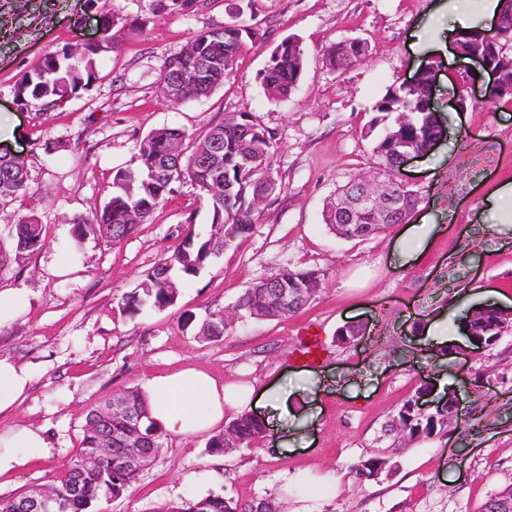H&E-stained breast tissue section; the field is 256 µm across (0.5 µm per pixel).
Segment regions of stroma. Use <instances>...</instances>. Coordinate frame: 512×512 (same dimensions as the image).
I'll return each mask as SVG.
<instances>
[{
  "label": "stroma",
  "instance_id": "35a3bbf8",
  "mask_svg": "<svg viewBox=\"0 0 512 512\" xmlns=\"http://www.w3.org/2000/svg\"><path fill=\"white\" fill-rule=\"evenodd\" d=\"M84 2L0 0V113L15 119L0 150L24 159L29 174L26 190L0 213V240L28 214L40 217L45 237L41 250L0 267V289L27 297L24 313L0 328V358L34 374L25 399L0 417V432L40 428L50 444L48 457L0 483V497L53 483L79 448L93 407L144 389L154 374L195 367L259 394H286L281 416L256 409L269 419L268 440L221 454L209 452L205 435L166 436L140 479L102 512H150L208 493L270 498L279 512H482L512 484V329L493 347L466 343L455 352L427 328L489 299L512 311V235L487 200L512 181V107L487 101L484 76L466 111L449 108L461 62L421 38L441 0H253L264 41L246 45L223 87L180 106L162 101L157 73L192 33L228 22L233 0H192L161 14L152 0H99L119 23L114 46L96 59L97 80L56 109H18L13 88L25 72L47 54L98 40L97 16ZM288 36L299 40L305 70L288 101L278 102L258 74ZM355 37L366 39L367 59L342 74L327 66V47ZM428 63L437 68L434 104L449 119L448 136L400 173L421 198L415 223L435 227L425 257L410 263L400 247L403 225L344 239L328 230L322 211L355 176L388 179L364 130L387 90ZM242 111L274 138L280 192L246 241L179 280L176 306L123 313L120 298L172 256L187 219L195 232H208L198 189L176 185L116 246L90 238L74 251L70 219L110 198L115 170L150 130L176 126L198 138ZM53 142L62 150H50ZM61 260L69 273L55 272ZM287 264L324 273L304 310L199 339L209 313L230 308ZM347 324L365 334L342 345L336 331ZM309 330L322 341L314 365L296 358ZM424 380L456 389L473 421L400 444L384 427ZM374 455L391 458L394 474L357 480L353 467Z\"/></svg>",
  "mask_w": 512,
  "mask_h": 512
}]
</instances>
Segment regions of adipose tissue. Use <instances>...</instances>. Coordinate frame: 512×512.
Segmentation results:
<instances>
[{"label": "adipose tissue", "mask_w": 512, "mask_h": 512, "mask_svg": "<svg viewBox=\"0 0 512 512\" xmlns=\"http://www.w3.org/2000/svg\"><path fill=\"white\" fill-rule=\"evenodd\" d=\"M31 382L28 368L0 358V414L22 401ZM146 392L153 419L183 438L210 433L227 414L245 415L254 406L253 390L229 394L223 383L195 368L153 376ZM49 452V443L38 430L17 426L0 433V477Z\"/></svg>", "instance_id": "1"}]
</instances>
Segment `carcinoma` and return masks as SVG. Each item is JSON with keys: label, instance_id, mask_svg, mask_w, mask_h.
I'll use <instances>...</instances> for the list:
<instances>
[{"label": "carcinoma", "instance_id": "carcinoma-1", "mask_svg": "<svg viewBox=\"0 0 512 512\" xmlns=\"http://www.w3.org/2000/svg\"><path fill=\"white\" fill-rule=\"evenodd\" d=\"M192 0H153V12L166 13L186 9ZM262 37L257 24L245 20V8L235 5L231 22L195 33L192 39L198 43L197 57L177 52L169 56L160 68L156 83L175 81L181 85V95L175 104L209 96L224 84L239 58L245 39L257 41ZM469 44L486 50L495 63L507 56L512 47V32H487L479 29ZM100 45L84 44L65 47L48 54L34 70L25 74L14 87V99L22 107H37L42 111L58 107L61 103L88 86L96 79V62ZM509 57V56H507ZM328 66L345 71L354 61L350 57L336 56L335 46L325 53ZM512 64V56L509 57ZM304 72V54L301 49H288V39H283L270 53L266 67L260 72L261 85L269 98L277 101L288 99L298 86ZM433 89L422 85L411 89L402 83L387 90L376 104V115L371 119L365 135L370 137L382 125L384 133L377 137L374 152L390 173L400 166L401 157L407 152H425L444 135L442 117L424 107V96ZM187 143L186 153L168 160L166 145L170 140ZM216 148L213 156L195 151L197 140L179 127L162 126L151 130L137 146L133 163L119 168L113 176L112 196L97 209L93 217L78 216L70 220L71 236L75 246H81L92 236L110 245H118L131 236L137 225L128 223L129 211L137 210L146 219L174 191L177 183H191L200 192L211 215L209 234L200 236L191 227L184 229V236L174 252L175 266L168 268L161 262L147 272L140 283V291L121 298L122 311L135 315L142 307L151 304L159 309L172 307L177 301V289L168 285V280L179 276L197 275L213 257L215 245L224 239V226L239 225V233L232 241L237 245L248 237L254 228V215L258 207L253 198L257 192L262 170L245 167L240 162V152L248 151L258 164L272 166L273 138L260 128L252 114L243 111L231 115L224 122L210 128L201 138ZM173 169V182L160 175L163 164ZM224 179L230 191L221 197L209 194L207 186L215 177ZM28 171L19 159L0 155V207H6L26 189ZM45 241L43 224L35 214L19 216L10 228V242L16 257L34 253ZM279 282L298 288H309L320 283L319 270L298 269L284 266L275 272ZM265 289L273 305L278 307V318L283 319L298 313L312 298L298 302L293 307L278 306L275 289L265 287L260 279L246 289L236 300L240 314L251 316L252 292ZM464 324L471 327L484 346L498 342L493 325L500 320V311L494 304L481 306L480 317L471 318L466 312L461 316ZM228 332L224 325V311L209 314L204 321L199 337L205 340ZM130 407L142 416L140 426H131L122 413L109 412L106 406L89 412L83 430L81 447L69 460L55 484L60 502V512H100L102 501L122 497L140 478L142 470L129 466L123 448L128 440L136 438L147 448L148 459H154L163 447L165 432L150 417L146 398L138 390L122 393ZM416 398L407 399L390 424V430L398 431L403 438L412 441L429 437L449 427L448 404H439L432 410L422 412L415 406ZM241 446L250 447L260 436L264 423L248 415L229 422ZM390 460L371 457L354 467L359 479H377L390 475ZM81 479V491L71 490L73 477ZM253 502L241 503L231 497L208 494L180 501H170L154 507L150 512H252ZM512 512V484L489 499L484 512Z\"/></svg>", "mask_w": 512, "mask_h": 512}]
</instances>
